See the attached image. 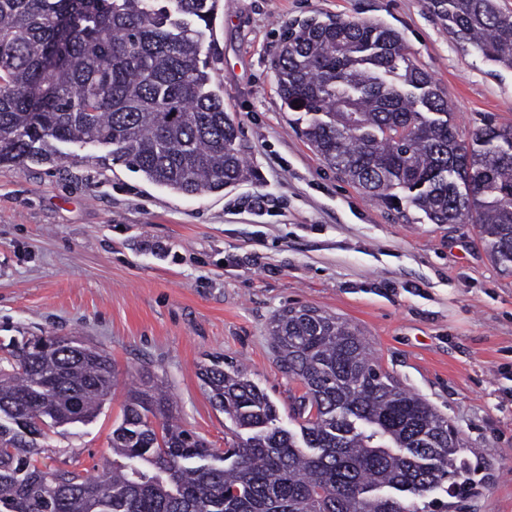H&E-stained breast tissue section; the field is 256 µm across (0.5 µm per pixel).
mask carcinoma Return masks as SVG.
Returning <instances> with one entry per match:
<instances>
[{"label": "carcinoma", "instance_id": "obj_1", "mask_svg": "<svg viewBox=\"0 0 512 512\" xmlns=\"http://www.w3.org/2000/svg\"><path fill=\"white\" fill-rule=\"evenodd\" d=\"M220 0H0V166L54 164L56 144L185 196L248 179L238 130L210 88L204 52ZM448 29L512 68V12L496 0H433ZM275 75L292 123L367 196L432 224H472L512 272V126L466 142L451 106L382 22L316 17L288 29ZM277 360L302 395L295 433L234 362L199 368L231 421L226 448L172 423L150 379L131 385L97 474L46 468L47 430L94 418L112 393L109 354L65 336L11 341L0 356V512H448L432 497L465 478L463 439L384 371L359 329L313 308L274 317Z\"/></svg>", "mask_w": 512, "mask_h": 512}]
</instances>
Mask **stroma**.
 Returning <instances> with one entry per match:
<instances>
[{
	"label": "stroma",
	"mask_w": 512,
	"mask_h": 512,
	"mask_svg": "<svg viewBox=\"0 0 512 512\" xmlns=\"http://www.w3.org/2000/svg\"><path fill=\"white\" fill-rule=\"evenodd\" d=\"M317 16L380 21L452 105L470 140L486 119L512 125V68L451 34L431 0H222L213 83L238 129L252 181L182 196L64 144L52 165L0 166V345L72 336L111 354L118 383L90 422L57 428L50 464L111 458L124 385L150 371L183 426L223 448L230 420L199 378L214 356L244 363L290 430L302 387L281 371L270 321L313 306L351 321L383 368L460 431L473 469L450 512H512V274L473 225L433 224L367 198L291 122L274 63L291 24ZM265 195L266 210H244Z\"/></svg>",
	"instance_id": "obj_1"
}]
</instances>
